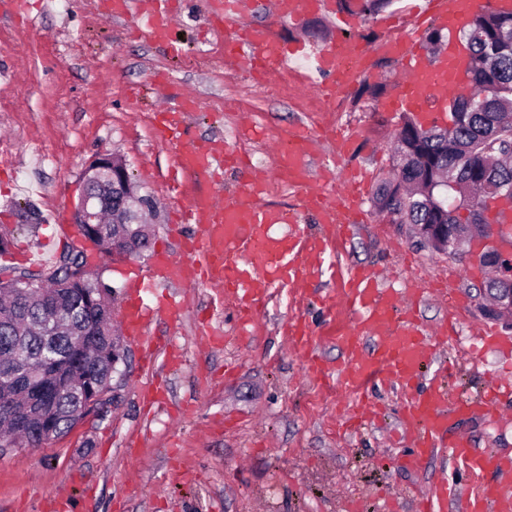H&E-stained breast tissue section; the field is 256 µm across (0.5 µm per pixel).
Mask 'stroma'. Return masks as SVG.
Listing matches in <instances>:
<instances>
[{"mask_svg": "<svg viewBox=\"0 0 512 512\" xmlns=\"http://www.w3.org/2000/svg\"><path fill=\"white\" fill-rule=\"evenodd\" d=\"M182 53L173 58L133 35V16L102 19L109 0H25L16 8L0 0V234L9 240L0 269L18 268L24 253L44 252L53 261L71 248L83 250L92 272L112 288L114 310L126 303L130 271L149 273L155 256L178 257L174 213L182 196L168 180L180 145L223 137L245 151L253 166L269 162L259 138L239 136L242 116L262 133L328 121L357 133L347 155L319 143L306 159V175L329 189L362 173L367 220L353 225L337 266L361 265L388 272L390 288H405L429 269L471 267L464 255L417 243L411 225L392 223L374 205L375 190L393 168V142L402 115L384 107L396 92L403 66L384 54L392 38L425 43L433 28L427 0H394L378 14L344 16L338 5L297 21H279L264 6L240 18L244 27H267L286 42L335 41L344 31L373 52L348 95L307 115L295 95L256 96L247 67L221 69L212 55L215 32L204 25L206 0H178ZM194 93L198 107L187 116L180 144L156 139V105L178 104ZM46 149L44 166L35 148ZM126 159L142 194L158 212L148 249L134 256L101 252L71 219L81 193V173L95 157ZM39 269L40 263H26ZM483 275L461 277L453 303L421 295L417 317L431 326L455 318L457 335L425 369L432 378L446 364L452 387L476 393L512 367V357L474 348V325L511 337L512 329L477 309ZM146 302L180 307L178 318L160 312L148 334L160 345L154 358L125 339V360L112 384L105 416L81 419L66 435L42 448L0 449V512H414L411 491L439 476L468 489L471 478L435 457L408 470L401 460L409 441L395 393L377 389L372 399L386 415L357 434L339 433L341 390L336 384L340 348L327 338L326 306L279 289L272 306L241 326L220 290L204 284L156 288ZM206 319L223 337L215 346L195 334ZM303 318L318 331L314 353L326 376L314 378L306 358L291 349L283 328ZM459 431L474 446L512 458V420L460 417Z\"/></svg>", "mask_w": 512, "mask_h": 512, "instance_id": "obj_1", "label": "stroma"}]
</instances>
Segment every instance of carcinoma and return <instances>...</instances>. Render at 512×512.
<instances>
[{"instance_id":"1","label":"carcinoma","mask_w":512,"mask_h":512,"mask_svg":"<svg viewBox=\"0 0 512 512\" xmlns=\"http://www.w3.org/2000/svg\"><path fill=\"white\" fill-rule=\"evenodd\" d=\"M392 0H339L364 18ZM470 93L451 94L444 132L421 131L404 114L394 152V174L375 193L377 209L396 224L484 222L480 200L512 192V12L480 10L469 17ZM39 281L49 296L22 288ZM60 299L65 316L50 330L46 302ZM112 289L92 278L83 252L68 250L38 271L0 279V435L42 448L85 415L86 391L112 390ZM22 406L30 421L17 429L5 408Z\"/></svg>"}]
</instances>
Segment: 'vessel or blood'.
Returning a JSON list of instances; mask_svg holds the SVG:
<instances>
[{"mask_svg": "<svg viewBox=\"0 0 512 512\" xmlns=\"http://www.w3.org/2000/svg\"><path fill=\"white\" fill-rule=\"evenodd\" d=\"M324 4L325 0H274V10L288 21ZM474 7L475 0H440L435 20L453 32ZM111 10L116 15L134 12L142 37L177 52L171 38L173 0H112ZM242 10L243 0H211L209 21L220 31L232 25ZM393 49L405 58L408 73L389 102L390 110L437 117L445 92L455 85L454 74L446 63H428L424 52L402 42H395ZM302 50V45H288L262 27L234 34L224 43L225 54L259 69L266 79L286 71L291 56ZM312 52L318 71L326 73L336 87L356 78L359 63L368 54L364 45L349 38L313 46ZM194 108V97L186 96L178 106L158 110L161 138L177 134L185 113ZM274 146L275 170L294 171L310 153L313 142L307 133L295 129L287 138L275 140ZM239 162L226 145L212 140L196 142L177 154V170L207 179L208 187L180 207L182 223L194 227L193 233L179 240L185 260L176 262L162 254L156 257L149 275L130 277L122 314L128 335L144 336L155 312L145 308L140 297L146 288L159 283H204L223 289L225 297L235 300L237 317L245 325L267 306L275 288L302 292L322 278L338 279V295L351 315L346 330L336 338L343 354L336 369L338 385L359 395L371 386L403 389L407 397L401 423L410 434L403 466L412 469L425 459L441 456L478 479L462 500L447 481H432L414 497L417 512H447L453 500L460 512H512V458L474 447L470 438L453 431L451 424L452 418L461 415L501 414L502 398L512 396V379L499 378L497 384L467 398L453 397L444 384L422 383L421 369L447 342L444 328L426 329L409 304L408 292L383 288L381 280L365 268L352 267L339 276L326 264L346 240L345 229L357 208L356 192L331 193L306 178L295 179L305 208L323 228L320 235L306 236L297 229V211L261 205L260 198L271 184L268 178L253 177L234 196L221 197L220 171ZM284 331L299 351L313 350L315 330L308 322L286 324Z\"/></svg>", "mask_w": 512, "mask_h": 512, "instance_id": "1", "label": "vessel or blood"}]
</instances>
